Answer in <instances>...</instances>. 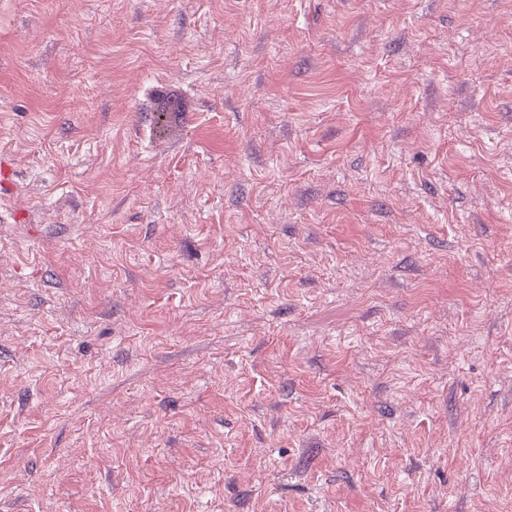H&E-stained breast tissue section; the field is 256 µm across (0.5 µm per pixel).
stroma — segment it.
<instances>
[{
    "label": "stroma",
    "mask_w": 512,
    "mask_h": 512,
    "mask_svg": "<svg viewBox=\"0 0 512 512\" xmlns=\"http://www.w3.org/2000/svg\"><path fill=\"white\" fill-rule=\"evenodd\" d=\"M0 166V512H512V0H0Z\"/></svg>",
    "instance_id": "stroma-1"
}]
</instances>
